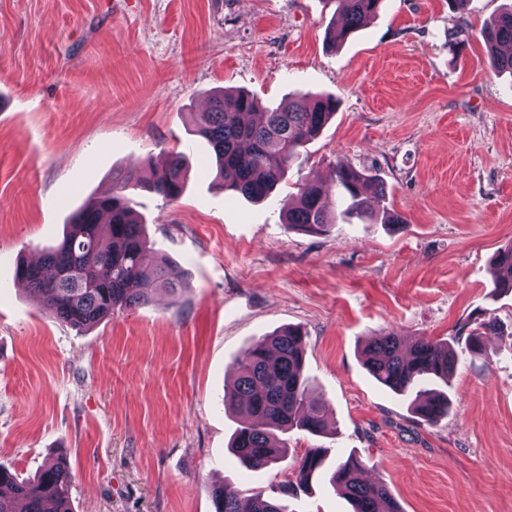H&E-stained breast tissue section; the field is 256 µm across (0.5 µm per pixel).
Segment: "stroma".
Listing matches in <instances>:
<instances>
[{
  "label": "stroma",
  "mask_w": 512,
  "mask_h": 512,
  "mask_svg": "<svg viewBox=\"0 0 512 512\" xmlns=\"http://www.w3.org/2000/svg\"><path fill=\"white\" fill-rule=\"evenodd\" d=\"M506 2L386 0L335 44L324 0H0V466L30 477L66 457L74 512H214L221 484H286L288 512H350L327 481L295 482L323 448L330 466L359 457L402 512H512V293L493 285L512 244V74L480 36ZM224 89L271 108L295 92L338 103L257 203L224 192L192 132ZM168 151L189 163L182 197L134 199L179 298L86 329L49 317L18 261L56 247L113 170ZM340 160L380 178L373 211L406 224H283ZM490 316L500 329L472 356ZM290 325L327 431L288 432L287 457L251 471L229 449L244 417L224 408V375ZM388 331L452 341L447 420L427 425L366 370L364 345Z\"/></svg>",
  "instance_id": "obj_1"
}]
</instances>
